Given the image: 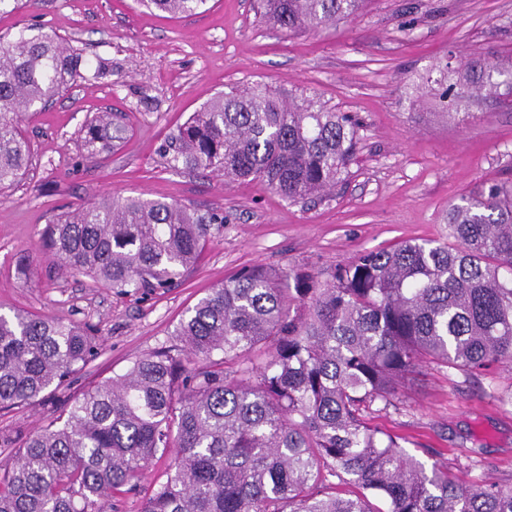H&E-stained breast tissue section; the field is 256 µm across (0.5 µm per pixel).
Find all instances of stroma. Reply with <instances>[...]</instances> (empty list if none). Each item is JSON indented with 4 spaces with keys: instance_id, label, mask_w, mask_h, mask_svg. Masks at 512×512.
Listing matches in <instances>:
<instances>
[{
    "instance_id": "stroma-1",
    "label": "stroma",
    "mask_w": 512,
    "mask_h": 512,
    "mask_svg": "<svg viewBox=\"0 0 512 512\" xmlns=\"http://www.w3.org/2000/svg\"><path fill=\"white\" fill-rule=\"evenodd\" d=\"M257 0H207L172 16L138 0H29L0 13V34L28 29L62 37L88 60L112 62V80L74 86L24 122L35 159L0 200V313L23 310L99 331L96 356L55 394L0 410V463L83 391L172 340L208 289L263 265L314 275L365 250L441 239L449 203L483 182H512V106L472 104L467 123L433 99L411 105L421 76L447 59L512 55V0H365L358 16L288 33L260 20ZM264 84L356 115L361 141L342 182L311 204L285 201L264 183L173 168L162 150L177 125L219 92ZM125 112L133 129L100 162L81 159L78 130L96 112ZM143 196L223 214L175 288L141 299L88 287L38 254L50 216L103 195ZM34 274L20 278L21 255ZM512 372L468 379L433 366L401 386L397 406L367 418L405 437L426 464L467 484L512 482V407L497 392Z\"/></svg>"
}]
</instances>
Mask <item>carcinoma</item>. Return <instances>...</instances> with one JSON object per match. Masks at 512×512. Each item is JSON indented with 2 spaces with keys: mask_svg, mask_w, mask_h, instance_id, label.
I'll return each mask as SVG.
<instances>
[{
  "mask_svg": "<svg viewBox=\"0 0 512 512\" xmlns=\"http://www.w3.org/2000/svg\"><path fill=\"white\" fill-rule=\"evenodd\" d=\"M206 0H140L193 13ZM364 0H260L290 32L358 15ZM112 76L48 33L0 36V193L32 165L22 122L73 85ZM463 122L479 98L512 102V60L470 58L422 78ZM101 112L77 133L96 161L131 132ZM359 124L313 98L256 84L211 97L163 148L169 163L259 179L290 203L332 190ZM448 237L359 253L329 278L262 265L185 312L173 343L67 404L0 468V512H108L157 455L166 480L141 512H512V487L476 488L408 454L365 411L393 406L404 378L434 365L466 378L512 365V184L483 182L448 205ZM224 215L141 196L63 207L41 251L117 294L175 287ZM97 353L79 324L0 314V409L34 403ZM379 499L384 509L371 507Z\"/></svg>",
  "mask_w": 512,
  "mask_h": 512,
  "instance_id": "obj_1",
  "label": "carcinoma"
}]
</instances>
